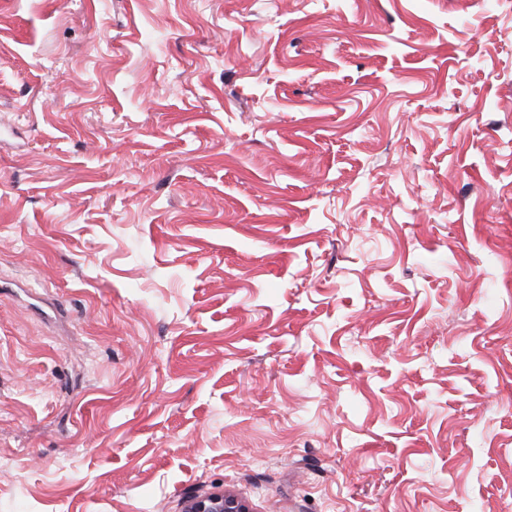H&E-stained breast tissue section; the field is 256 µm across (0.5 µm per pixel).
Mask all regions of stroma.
<instances>
[{
  "mask_svg": "<svg viewBox=\"0 0 512 512\" xmlns=\"http://www.w3.org/2000/svg\"><path fill=\"white\" fill-rule=\"evenodd\" d=\"M512 512V0H0V512ZM244 501L226 493H213L188 501L185 512H249Z\"/></svg>",
  "mask_w": 512,
  "mask_h": 512,
  "instance_id": "1",
  "label": "stroma"
}]
</instances>
